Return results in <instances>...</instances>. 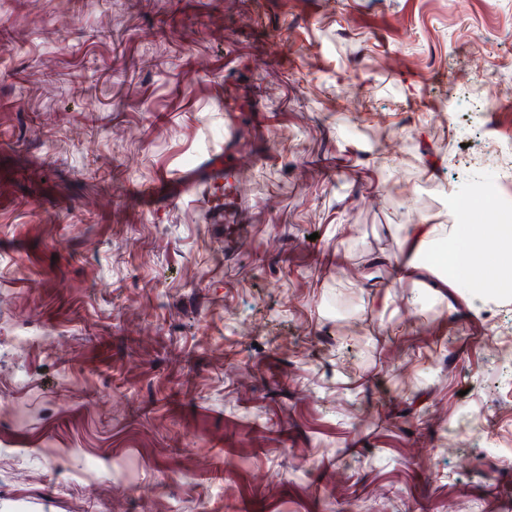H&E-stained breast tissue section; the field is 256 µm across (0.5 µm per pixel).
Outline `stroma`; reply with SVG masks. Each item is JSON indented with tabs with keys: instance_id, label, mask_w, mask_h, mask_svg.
<instances>
[{
	"instance_id": "obj_1",
	"label": "stroma",
	"mask_w": 512,
	"mask_h": 512,
	"mask_svg": "<svg viewBox=\"0 0 512 512\" xmlns=\"http://www.w3.org/2000/svg\"><path fill=\"white\" fill-rule=\"evenodd\" d=\"M492 141L512 0H0V512H512V310L374 262Z\"/></svg>"
}]
</instances>
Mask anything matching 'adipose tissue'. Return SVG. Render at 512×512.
Listing matches in <instances>:
<instances>
[{"label":"adipose tissue","instance_id":"obj_1","mask_svg":"<svg viewBox=\"0 0 512 512\" xmlns=\"http://www.w3.org/2000/svg\"><path fill=\"white\" fill-rule=\"evenodd\" d=\"M405 241L406 250L394 263L397 280L449 288L473 303L477 300L475 278L512 279V237L500 232L482 234L471 224L457 221L447 226L422 218L406 224ZM481 250L503 255L504 260L493 266L479 265Z\"/></svg>","mask_w":512,"mask_h":512}]
</instances>
